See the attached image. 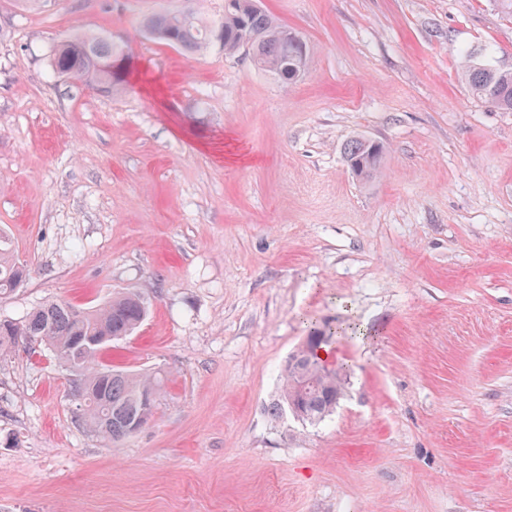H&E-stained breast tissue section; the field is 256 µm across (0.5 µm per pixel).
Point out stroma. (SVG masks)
<instances>
[{
    "instance_id": "obj_1",
    "label": "stroma",
    "mask_w": 512,
    "mask_h": 512,
    "mask_svg": "<svg viewBox=\"0 0 512 512\" xmlns=\"http://www.w3.org/2000/svg\"><path fill=\"white\" fill-rule=\"evenodd\" d=\"M311 48L281 81L140 27L181 0H0V296L133 291L103 365L159 375L111 444L49 354L0 355V512H512V112L459 52L512 60L498 0H260ZM128 50L103 96L53 75L79 34ZM387 153L371 181L343 148ZM344 395L320 423L266 411L311 329ZM463 59L462 77L477 98L495 108L512 112V63L504 58L503 67L494 73H486L470 64L469 50L460 52ZM26 278V270L0 251V295L13 291Z\"/></svg>"
}]
</instances>
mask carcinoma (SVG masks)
Listing matches in <instances>:
<instances>
[{"instance_id": "cac0c4a2", "label": "carcinoma", "mask_w": 512, "mask_h": 512, "mask_svg": "<svg viewBox=\"0 0 512 512\" xmlns=\"http://www.w3.org/2000/svg\"><path fill=\"white\" fill-rule=\"evenodd\" d=\"M188 6L177 12L159 11L143 23L150 36L189 54L205 50L216 40L224 54L239 50L240 41L255 39L253 64L292 82V68L306 66L307 43L294 46L287 37L288 28L279 25L264 10L239 16L224 10L220 28L202 20L198 0H186ZM125 56L123 48L98 34H84L58 45L49 59L53 73L67 70L73 78L90 83L98 92L111 94L124 86L126 79L116 71V63ZM462 77L477 98L495 108L512 112V61L486 73L470 64L469 51L460 52ZM386 148L364 137L349 140L344 147L345 161L364 181L378 175ZM26 278V270L0 251V294L17 288ZM149 309L139 294L119 292L104 305L81 307L64 299H53L33 308L21 321L0 318V353L19 345H43L70 372L71 395L79 397L81 418L98 436L116 443L132 434L136 422L150 420L162 381L158 376L131 373L105 367L100 362L103 346L89 340L110 336L120 340L131 335L143 322ZM333 332L314 330L299 349L300 367H284L280 394L267 408L281 417L289 404L298 405L308 422H319L336 408L343 394L338 373L318 363L316 347Z\"/></svg>"}]
</instances>
